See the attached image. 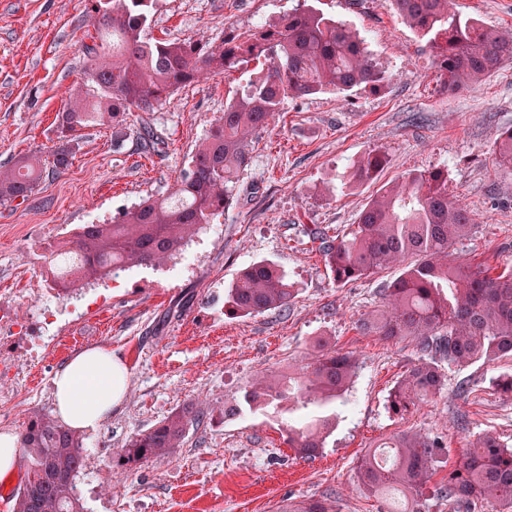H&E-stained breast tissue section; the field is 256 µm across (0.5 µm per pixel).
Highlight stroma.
Here are the masks:
<instances>
[{"instance_id":"stroma-1","label":"stroma","mask_w":512,"mask_h":512,"mask_svg":"<svg viewBox=\"0 0 512 512\" xmlns=\"http://www.w3.org/2000/svg\"><path fill=\"white\" fill-rule=\"evenodd\" d=\"M303 3L155 0L151 35L213 41ZM318 7L358 30L385 82L345 98L287 100L253 135L233 204L165 265L53 295L41 257L78 225L110 222L168 192L225 105L256 76L255 65L186 85L151 115L86 128L64 173L0 204V304L23 321L0 339V378L20 377L18 390L0 386V402L18 404L14 416L0 417V432H23L31 416L53 414L51 380L77 353L105 346L128 367L124 400L85 435L77 488L89 512H293L317 500L328 512H387V502L360 488L357 470L361 456L389 438H442V476L479 435L493 433L512 448V395L497 385L512 374V357L444 365L439 393L393 411L389 395L420 354L412 339L367 336L358 322L382 310L381 290L401 269L338 286L308 234L314 227L349 233L379 186L413 170H444L449 192L475 218L458 254L500 271L512 265V174L495 170L491 156L512 127V63L451 93L424 40L389 0H319ZM90 8L89 0H0V167L56 146V116L66 90L83 78V48L96 35ZM455 8L486 27L512 29V0H455ZM147 123L163 137L162 152L143 149ZM371 150L386 156L376 182L349 188L353 163ZM261 260L285 271L295 296L281 310L236 315L224 291ZM49 302L63 313L44 329L35 313ZM321 341L356 356L358 368L331 407L336 426L315 457L289 448L286 424L271 413L223 418L225 403L256 376L287 371ZM189 402L204 417L182 448L131 469L117 464L131 435Z\"/></svg>"}]
</instances>
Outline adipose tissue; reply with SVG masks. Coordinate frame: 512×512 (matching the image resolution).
Segmentation results:
<instances>
[{"label":"adipose tissue","instance_id":"obj_1","mask_svg":"<svg viewBox=\"0 0 512 512\" xmlns=\"http://www.w3.org/2000/svg\"><path fill=\"white\" fill-rule=\"evenodd\" d=\"M127 384L128 368L110 349L84 350L68 359L52 379L57 416L70 428L96 430L121 404Z\"/></svg>","mask_w":512,"mask_h":512}]
</instances>
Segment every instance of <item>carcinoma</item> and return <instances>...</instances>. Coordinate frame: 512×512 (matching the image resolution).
Here are the masks:
<instances>
[{
  "instance_id": "cac0c4a2",
  "label": "carcinoma",
  "mask_w": 512,
  "mask_h": 512,
  "mask_svg": "<svg viewBox=\"0 0 512 512\" xmlns=\"http://www.w3.org/2000/svg\"><path fill=\"white\" fill-rule=\"evenodd\" d=\"M97 42L84 46L85 77L68 90L58 114V146L47 161L34 153L0 167V203L25 199L47 172L70 164L86 127L118 123L130 112H154L181 86L239 69L261 66L255 80L224 107L188 168L168 194L148 199L106 224H82L49 253L72 250L78 263L57 284L66 291L83 280L119 269L159 267L194 234L224 214L248 165L250 136L266 127L288 98L327 91L346 94L385 81L356 29L308 5L243 34L207 44L147 38L154 0H92ZM452 0H391V5L431 49L444 88L454 92L481 83L501 62L512 61V31H496L451 9ZM497 169L512 172V129L493 150ZM370 151L353 165L352 186L373 180L383 167ZM474 224L469 211L448 193V174L412 171L372 195L350 237L310 230L337 284L368 278L389 265L401 274L382 288L386 310L360 322L369 335L388 340L411 336L426 359L413 365L390 393L391 408L435 395L443 385L439 362L468 366L512 354V270L496 276L453 256ZM295 288L275 264L256 262L226 290L243 315L288 306ZM357 360L332 349L267 379H256L224 416L272 407L288 414V445L311 458L334 418L321 408L346 390ZM201 410L185 405L152 428L132 435L118 462L133 468L181 447ZM388 460L364 455L363 490L400 500L396 512H428L424 491L438 470L443 444L418 433L388 443ZM28 459L24 480L11 494L13 512H86L76 491L84 466V436L49 414L31 419L22 434ZM448 512H512V450L486 433L462 450L456 467L436 488Z\"/></svg>"
}]
</instances>
